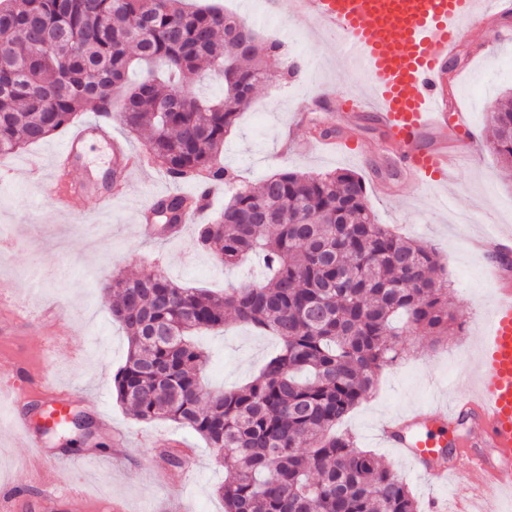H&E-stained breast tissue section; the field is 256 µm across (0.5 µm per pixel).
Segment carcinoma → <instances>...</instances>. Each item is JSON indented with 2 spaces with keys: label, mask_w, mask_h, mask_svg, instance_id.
Here are the masks:
<instances>
[{
  "label": "carcinoma",
  "mask_w": 512,
  "mask_h": 512,
  "mask_svg": "<svg viewBox=\"0 0 512 512\" xmlns=\"http://www.w3.org/2000/svg\"><path fill=\"white\" fill-rule=\"evenodd\" d=\"M280 48L215 6L183 0H0V155L89 108L112 111L125 86L119 118L149 132L148 161L173 178L229 185L224 138ZM154 62L166 76L129 82L135 65ZM204 67L227 69L222 97L201 100L176 83ZM490 122L491 149L512 166V103ZM152 209L179 224L184 198ZM198 243L226 267L262 256L264 283L215 294L151 268L113 278L112 317L129 336L112 379L117 401L222 455L224 512H420L412 490L336 425L400 358L405 333L437 342L461 328L435 277L438 253L375 223L350 171H283L239 188ZM230 323L277 337L280 349L246 385L212 394L199 383L207 356L195 336Z\"/></svg>",
  "instance_id": "carcinoma-1"
}]
</instances>
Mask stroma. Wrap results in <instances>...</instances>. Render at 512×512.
Segmentation results:
<instances>
[{
  "instance_id": "stroma-1",
  "label": "stroma",
  "mask_w": 512,
  "mask_h": 512,
  "mask_svg": "<svg viewBox=\"0 0 512 512\" xmlns=\"http://www.w3.org/2000/svg\"><path fill=\"white\" fill-rule=\"evenodd\" d=\"M210 1L255 26L262 39L283 42L282 58H298L302 65L287 75L282 58L268 60V80L255 89L250 106L224 139L221 163L228 173L250 186L286 169L357 173L377 223L434 248L441 257L448 300L461 316L469 344L451 336L435 345L422 331H411L399 361L379 373L373 392L339 426L417 487L408 464L383 447L374 430L380 420L475 384L479 326L489 317L496 289L468 243L489 224L512 236V169L503 167L490 149L487 125L488 108L512 91V13L502 24L475 18L464 26L459 47L469 56L448 80V99L468 117L473 158L457 171L447 194L437 186L405 182L396 165L373 169L380 130L368 118L343 115L339 106L363 86L365 77L338 67L334 44L291 17L286 6L271 8L269 0H260L256 10L248 0H197L201 5ZM326 86L330 100L310 112L307 124H298L302 104ZM315 123L336 129L353 142V149L322 153L312 143ZM68 135L61 130L0 158V291L10 306L0 312V373L25 363L34 375L69 392L70 408L90 418L93 433L41 434L43 451L63 459L57 470L44 473L22 431L10 427L17 414L35 421L42 398L18 404L0 398V508L74 512L68 503L48 501L46 493L77 480L91 501L120 505V512H224L216 493L224 481V464L205 441L170 421L141 422L117 402L112 377L125 362L128 342L112 318L113 297L106 285L116 275L137 276L146 266L189 288L262 282L260 263L227 269L197 246L198 225L212 223L231 190L215 189L209 209L173 241L142 236L138 227L159 195L189 193L196 185L172 181L153 166L132 172L126 193L111 204L83 197L69 210H59L42 181ZM378 177L391 183V196L376 194ZM448 196L453 199L449 206L444 203ZM198 342L210 356L202 373L208 392L245 384L279 348L274 337L238 325L202 333ZM157 435L188 448L183 469L165 462L153 441Z\"/></svg>"
}]
</instances>
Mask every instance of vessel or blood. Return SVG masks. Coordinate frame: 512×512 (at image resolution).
<instances>
[{
    "label": "vessel or blood",
    "mask_w": 512,
    "mask_h": 512,
    "mask_svg": "<svg viewBox=\"0 0 512 512\" xmlns=\"http://www.w3.org/2000/svg\"><path fill=\"white\" fill-rule=\"evenodd\" d=\"M512 0H289L291 16L308 21L321 35L339 36L343 64L366 72L365 90L347 98V112H365L383 130L382 159L400 165L410 181L449 188L467 145L431 146L428 135L456 139L448 124L446 74L467 19ZM108 140L124 172L142 168L141 155L111 138L106 122L93 120L74 131L56 153L46 188L60 208L90 194V181H73L83 144L91 137ZM504 236L489 233L474 244L488 260L497 295L481 335L476 390L437 402L411 414L384 421L379 437L396 449L418 474L437 487L456 478L474 489L495 486L512 493V281L496 260ZM475 425L464 439L449 435L460 419Z\"/></svg>",
    "instance_id": "b4317fda"
}]
</instances>
